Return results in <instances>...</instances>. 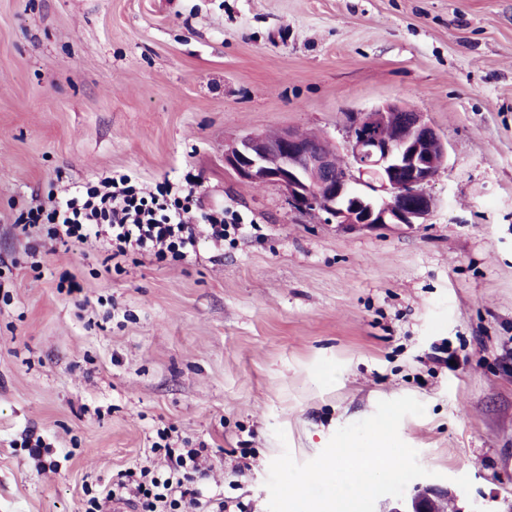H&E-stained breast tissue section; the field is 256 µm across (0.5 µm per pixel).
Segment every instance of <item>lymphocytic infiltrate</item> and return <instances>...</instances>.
I'll return each mask as SVG.
<instances>
[{
    "label": "lymphocytic infiltrate",
    "mask_w": 512,
    "mask_h": 512,
    "mask_svg": "<svg viewBox=\"0 0 512 512\" xmlns=\"http://www.w3.org/2000/svg\"><path fill=\"white\" fill-rule=\"evenodd\" d=\"M198 184V177L189 175L184 185L165 182L151 191L130 174L106 177L71 187L51 210L28 212L23 221L46 225L50 238L64 242L101 240L114 259L131 252L159 260L185 258L195 254L200 240L220 247L230 232L242 228L241 216L206 206L196 194ZM165 454L172 464L167 475H153L150 466H141L139 476L113 483L104 499H125L142 512H174L185 498L199 512L201 503L184 481L188 473L201 471L203 449L169 447Z\"/></svg>",
    "instance_id": "lymphocytic-infiltrate-1"
}]
</instances>
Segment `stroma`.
I'll return each mask as SVG.
<instances>
[{
	"label": "stroma",
	"instance_id": "35a3bbf8",
	"mask_svg": "<svg viewBox=\"0 0 512 512\" xmlns=\"http://www.w3.org/2000/svg\"><path fill=\"white\" fill-rule=\"evenodd\" d=\"M390 103L448 148L426 223L346 230L224 165L288 129L349 164L348 116ZM115 171L198 175L245 230L116 265L16 225ZM402 396L432 485L512 512V0H0V512H85L166 470L164 428L207 448L201 500L268 512L282 450Z\"/></svg>",
	"mask_w": 512,
	"mask_h": 512
}]
</instances>
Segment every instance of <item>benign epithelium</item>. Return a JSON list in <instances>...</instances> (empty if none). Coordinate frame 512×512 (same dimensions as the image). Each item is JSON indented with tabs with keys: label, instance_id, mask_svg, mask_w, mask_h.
<instances>
[{
	"label": "benign epithelium",
	"instance_id": "1",
	"mask_svg": "<svg viewBox=\"0 0 512 512\" xmlns=\"http://www.w3.org/2000/svg\"><path fill=\"white\" fill-rule=\"evenodd\" d=\"M347 129L348 167L339 166L325 140L292 130L242 137L224 150V166L243 182L281 186L292 208L320 211L343 228L424 223L435 206L425 185L448 158L436 129L399 104L357 113ZM446 497L448 491L425 485L390 512H433Z\"/></svg>",
	"mask_w": 512,
	"mask_h": 512
}]
</instances>
